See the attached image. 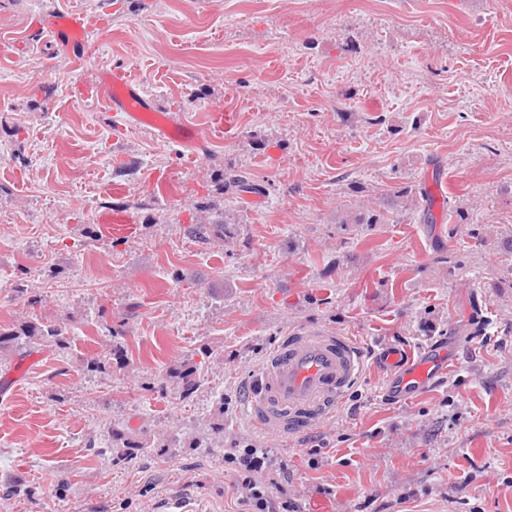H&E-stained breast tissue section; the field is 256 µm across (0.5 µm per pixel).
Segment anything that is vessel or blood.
<instances>
[{"label":"vessel or blood","instance_id":"obj_1","mask_svg":"<svg viewBox=\"0 0 512 512\" xmlns=\"http://www.w3.org/2000/svg\"><path fill=\"white\" fill-rule=\"evenodd\" d=\"M104 31L101 18L80 11H43L30 22L32 36L44 38L53 50L76 62L91 51ZM78 87L82 97L122 115L128 126L152 125L189 151L202 143L195 124L156 112L125 68L97 72L81 79ZM98 223L107 238L134 231L131 218L121 212L99 215ZM444 354L439 346L383 351L379 361L387 371L385 395L401 399L428 387L437 374L450 370L442 362ZM364 359V351L351 337L326 329L291 333L278 343L263 376L248 389L247 410L260 428L270 432L294 435L308 431L335 412L359 379Z\"/></svg>","mask_w":512,"mask_h":512}]
</instances>
